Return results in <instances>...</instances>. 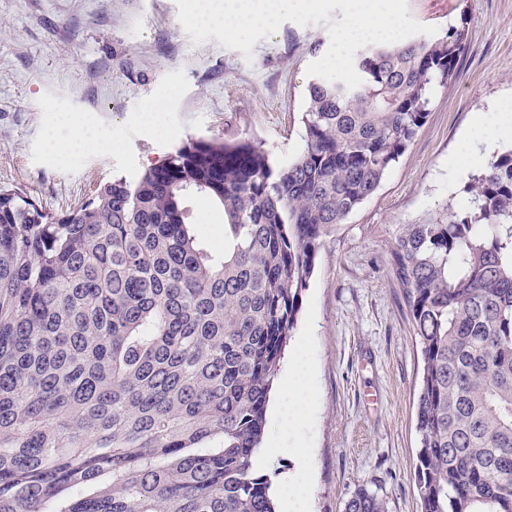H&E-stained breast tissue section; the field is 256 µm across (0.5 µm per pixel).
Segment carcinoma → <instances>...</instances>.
Instances as JSON below:
<instances>
[{
  "label": "carcinoma",
  "instance_id": "obj_1",
  "mask_svg": "<svg viewBox=\"0 0 512 512\" xmlns=\"http://www.w3.org/2000/svg\"><path fill=\"white\" fill-rule=\"evenodd\" d=\"M463 26L356 52L309 85L304 146L188 139L50 212L0 185V512H275L254 460L326 237L372 196L452 80ZM468 204L403 224L395 278L420 347L421 512H512V149ZM222 207L224 250L186 206ZM345 512H387L366 490Z\"/></svg>",
  "mask_w": 512,
  "mask_h": 512
}]
</instances>
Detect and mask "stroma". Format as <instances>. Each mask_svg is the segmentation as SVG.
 <instances>
[{
    "label": "stroma",
    "mask_w": 512,
    "mask_h": 512,
    "mask_svg": "<svg viewBox=\"0 0 512 512\" xmlns=\"http://www.w3.org/2000/svg\"><path fill=\"white\" fill-rule=\"evenodd\" d=\"M417 22L465 25L454 78L437 88L425 124L377 192L323 240L275 381L295 357L314 370V405L300 455L261 444L260 472L305 473L309 512H345L362 490L388 512H420L415 409L420 355L391 267L398 225L461 202L456 163L512 148L492 135L495 108L512 100V0H408ZM328 23L286 22L252 59L217 39L196 44L176 0H0V184L23 187L52 211L86 200L115 176L134 179L187 138L246 137L273 166L303 148L308 65L327 51ZM163 123L141 119L153 103ZM88 119L121 150L64 162L56 147ZM202 242L224 243L213 201L188 202ZM379 396L367 406L366 392Z\"/></svg>",
    "instance_id": "1"
}]
</instances>
